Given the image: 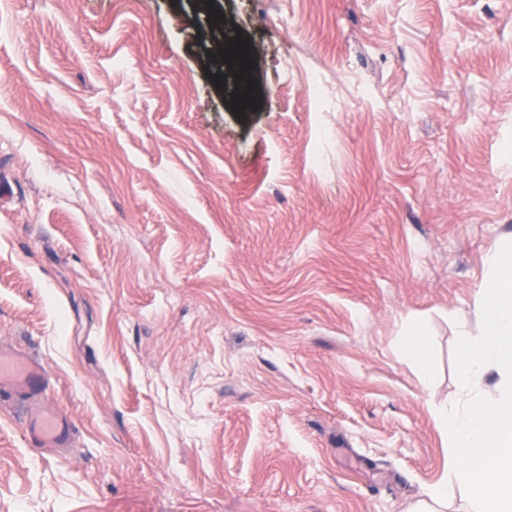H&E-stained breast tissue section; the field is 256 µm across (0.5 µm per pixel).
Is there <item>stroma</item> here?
Listing matches in <instances>:
<instances>
[{"mask_svg":"<svg viewBox=\"0 0 512 512\" xmlns=\"http://www.w3.org/2000/svg\"><path fill=\"white\" fill-rule=\"evenodd\" d=\"M511 235L512 0H0V512H410ZM401 357L418 366L423 372V379L429 382L433 376L432 366L428 361V350L418 329L401 336L398 341ZM47 374L34 357L14 348H0V389L21 401L27 438L40 448H68L70 420L44 395Z\"/></svg>","mask_w":512,"mask_h":512,"instance_id":"obj_1","label":"stroma"}]
</instances>
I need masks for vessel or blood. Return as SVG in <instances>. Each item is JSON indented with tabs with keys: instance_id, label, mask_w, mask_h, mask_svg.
I'll use <instances>...</instances> for the list:
<instances>
[{
	"instance_id": "obj_1",
	"label": "vessel or blood",
	"mask_w": 512,
	"mask_h": 512,
	"mask_svg": "<svg viewBox=\"0 0 512 512\" xmlns=\"http://www.w3.org/2000/svg\"><path fill=\"white\" fill-rule=\"evenodd\" d=\"M47 374L43 365L23 351L0 348V390L21 401L27 438L40 448L69 447L70 420L44 394Z\"/></svg>"
}]
</instances>
